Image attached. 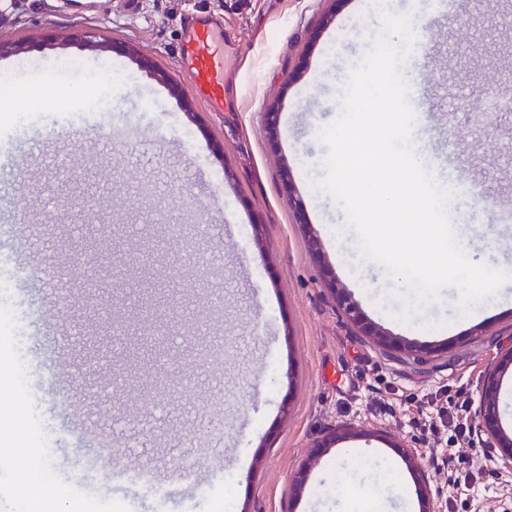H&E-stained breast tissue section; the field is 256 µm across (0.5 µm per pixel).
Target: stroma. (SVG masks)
I'll list each match as a JSON object with an SVG mask.
<instances>
[{"mask_svg": "<svg viewBox=\"0 0 512 512\" xmlns=\"http://www.w3.org/2000/svg\"><path fill=\"white\" fill-rule=\"evenodd\" d=\"M436 2L0 0V43L24 47L0 55V76L30 91L0 109V395L21 391L11 431L30 446L0 466V512L62 488L72 512H213L224 501L232 512H422V491L433 512H448V433L414 424L435 414L427 394L464 387L479 400L512 350V297L483 299L465 323L446 288L440 303L398 319L393 281L361 260L342 208L317 187L328 152L318 134L382 31L381 10L408 14L427 48L414 60L416 98L431 117L416 130L419 152L481 188L449 204L470 260L512 261V229L484 214L512 208V111L487 92L512 71V0H465L443 18ZM207 15L224 24L220 112L193 94L177 54L186 21ZM52 32L134 53L53 48ZM139 55L169 82L142 71ZM123 123L154 126L157 137L108 139ZM37 135L43 155L13 167ZM105 222L113 279L94 307L72 272L100 249ZM172 225L186 237L173 240ZM185 266L195 278L180 277ZM335 286L366 321L418 343L424 362L360 335ZM111 319L118 333L104 330ZM88 387L112 406L101 419L108 463L78 435L98 417L78 404ZM344 422L355 436L310 464L294 494L312 443ZM185 457L197 459L201 485L178 479ZM459 457L489 472L466 512H512V464L493 442L473 433ZM39 465L47 483L30 478ZM372 485L380 500L362 497Z\"/></svg>", "mask_w": 512, "mask_h": 512, "instance_id": "35a3bbf8", "label": "stroma"}]
</instances>
